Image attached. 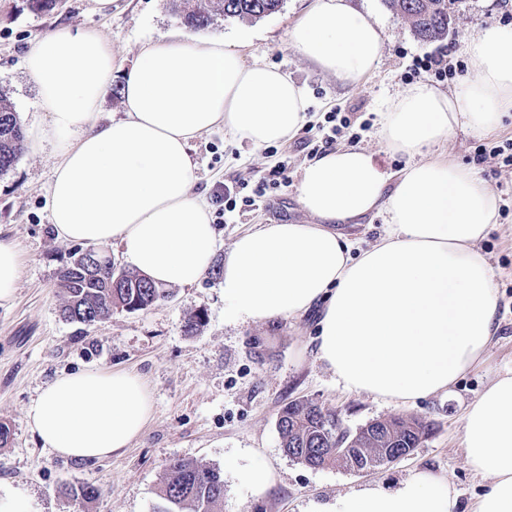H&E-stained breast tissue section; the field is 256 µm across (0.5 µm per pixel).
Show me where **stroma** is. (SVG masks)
Wrapping results in <instances>:
<instances>
[{
	"label": "stroma",
	"instance_id": "obj_1",
	"mask_svg": "<svg viewBox=\"0 0 512 512\" xmlns=\"http://www.w3.org/2000/svg\"><path fill=\"white\" fill-rule=\"evenodd\" d=\"M309 3L283 0L280 11L256 22L221 20L195 30L172 13L169 0H117L106 14L92 12L87 0H58L47 13L33 11L29 0H0V79L25 127L47 123L49 117L26 80L24 57L38 40L63 26L99 30L112 43L121 72L113 76L101 103L106 120L124 116L122 72L132 66L141 44L172 33L224 38L246 62L288 72L310 100L308 122L288 143L256 148L220 127L191 141L199 189L243 181L253 186L283 163L291 183L269 193L259 206L240 204L214 219L218 249L199 282L168 286L166 298L156 305L132 312L117 309L109 319L90 325L59 315L57 272L83 245L60 240L50 222L46 190L55 163L53 147L38 156L21 155L0 177V239L13 241L23 258L15 297L0 306V423L11 430L8 442L0 445V482L27 495L34 512H152L173 459L223 472L222 512H304L309 501L369 484L393 488L418 470L451 481L459 512H469L488 487V479L467 463L463 419L485 386L512 370V165L491 153L478 158L477 152L512 139L511 116L490 134L456 129L443 146L448 159L477 172L499 199L498 223L479 244L493 272L498 329L481 359L449 392L391 400L344 389L318 357L317 310L266 322L233 319L225 310L222 269L233 241L256 225L311 223L296 184L303 166L315 157L308 141L316 137L326 113L342 108L351 119L337 144L369 149L383 169L403 167L405 157L389 152L377 137L385 100L411 85L416 59L443 50L452 73L437 87L458 91L473 73L460 51L462 42L488 27L512 26V0H461L447 37L432 43L417 38L384 0H353L383 35L375 70L356 88L323 74L292 47L289 32ZM200 311L204 323L197 333L186 334L185 319ZM83 369L134 372L155 402L151 420L129 448L88 462L64 459L45 448L25 416L47 383L60 373ZM299 400L336 412L352 432L391 416L423 419L431 432L408 458L376 471L340 465L315 469L280 447L278 416ZM257 468L271 475L261 493L250 482ZM82 483L99 488L95 502L84 505L67 495V487Z\"/></svg>",
	"mask_w": 512,
	"mask_h": 512
}]
</instances>
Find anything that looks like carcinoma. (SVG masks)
I'll list each match as a JSON object with an SVG mask.
<instances>
[{"label":"carcinoma","mask_w":512,"mask_h":512,"mask_svg":"<svg viewBox=\"0 0 512 512\" xmlns=\"http://www.w3.org/2000/svg\"><path fill=\"white\" fill-rule=\"evenodd\" d=\"M174 12L192 29H205L219 20L256 21L280 10L283 0H172ZM396 16L407 20L417 37L435 42L448 35L451 5L456 0H384ZM24 134L18 113L0 83V176L7 174L22 155ZM99 264L91 270L78 255L58 272L62 294L61 315L70 322L92 324L112 316V310H143L165 298L162 288L130 270H116L105 251L91 249ZM280 447L299 462L323 468L341 463L364 470L374 463L383 466L395 453L411 452L430 433V425L419 418L391 416L372 421L352 433L343 428L336 414L309 402L285 406L277 421ZM352 451L336 454V445ZM159 491L153 512H217L224 499V476L215 467L174 459ZM74 499L94 502L99 489L83 483L73 489Z\"/></svg>","instance_id":"carcinoma-1"}]
</instances>
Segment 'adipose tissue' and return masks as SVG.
<instances>
[{
	"label": "adipose tissue",
	"instance_id": "adipose-tissue-1",
	"mask_svg": "<svg viewBox=\"0 0 512 512\" xmlns=\"http://www.w3.org/2000/svg\"><path fill=\"white\" fill-rule=\"evenodd\" d=\"M296 52L347 87L365 82L382 52L378 25L350 0H311L290 33ZM473 74L455 95L413 84L385 104L380 139L407 158L395 174L358 146L308 163L297 185L309 224H264L241 234L224 261L227 313L267 321L321 305L318 354L343 386L376 397L416 399L448 391L481 358L496 331V291L478 248L499 203L469 168L424 149L456 127L494 130L512 112V27L465 41ZM118 65L94 29L60 28L24 57L49 114L31 127V153L53 145L47 189L59 237L117 245L155 285L191 286L210 269L217 233L196 188L191 140L217 127L261 147L292 140L308 98L280 69L246 63L220 39L164 36L124 74L123 119L99 108ZM383 215L384 238L359 254L330 223ZM135 373L79 370L56 377L26 408L56 455L97 460L123 451L153 415ZM463 446L491 484L471 512H512V372L468 407ZM447 478L418 471L311 503L306 512H456Z\"/></svg>",
	"mask_w": 512,
	"mask_h": 512
}]
</instances>
